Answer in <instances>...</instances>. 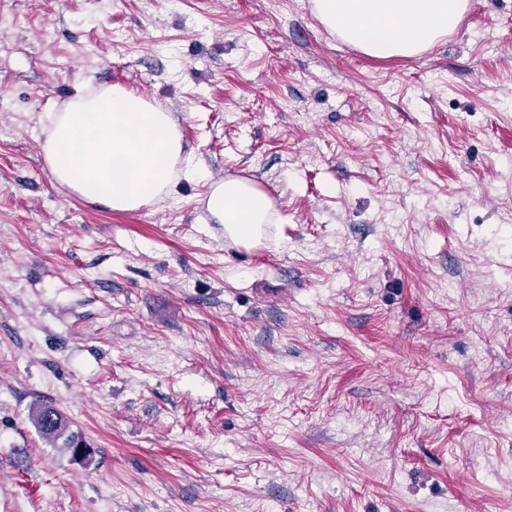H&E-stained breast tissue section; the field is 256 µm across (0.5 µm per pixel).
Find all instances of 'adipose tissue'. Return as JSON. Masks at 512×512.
Instances as JSON below:
<instances>
[{
  "label": "adipose tissue",
  "instance_id": "obj_1",
  "mask_svg": "<svg viewBox=\"0 0 512 512\" xmlns=\"http://www.w3.org/2000/svg\"><path fill=\"white\" fill-rule=\"evenodd\" d=\"M468 6V0H314L325 28L378 58L422 53L455 31ZM42 121V150L55 182L85 202L133 212L168 196L177 179L207 177L185 153L171 112L123 87L77 93ZM206 208L234 246L275 247L265 230L273 202L256 183L210 184Z\"/></svg>",
  "mask_w": 512,
  "mask_h": 512
}]
</instances>
